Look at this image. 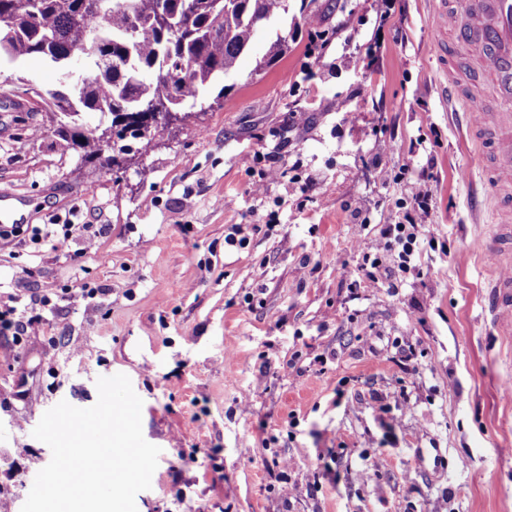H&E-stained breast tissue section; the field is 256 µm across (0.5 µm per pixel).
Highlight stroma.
Instances as JSON below:
<instances>
[{"instance_id": "35a3bbf8", "label": "stroma", "mask_w": 512, "mask_h": 512, "mask_svg": "<svg viewBox=\"0 0 512 512\" xmlns=\"http://www.w3.org/2000/svg\"><path fill=\"white\" fill-rule=\"evenodd\" d=\"M431 0H288L226 74L223 107L104 171L61 154L0 66V188L31 223L95 224V249L0 240V290L48 300L22 348L0 337V512L51 460L33 430L127 375L161 449L138 512H512V335L471 118L438 90ZM286 55L257 71L280 35ZM431 209L398 288L351 271L415 185ZM241 229L244 246L226 238ZM447 471L434 467L435 454ZM510 232H503L496 226L494 236L486 243L485 248L494 258L500 274L491 281L492 293L489 300L494 308L497 323L503 332L512 329V262L510 258L501 256L499 245L509 243Z\"/></svg>"}]
</instances>
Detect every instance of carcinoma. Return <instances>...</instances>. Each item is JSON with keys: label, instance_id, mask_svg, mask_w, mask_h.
Masks as SVG:
<instances>
[{"label": "carcinoma", "instance_id": "carcinoma-1", "mask_svg": "<svg viewBox=\"0 0 512 512\" xmlns=\"http://www.w3.org/2000/svg\"><path fill=\"white\" fill-rule=\"evenodd\" d=\"M156 0H104L102 13L85 9V0H0V63L19 57L43 59L62 70L61 88L41 92L36 112L53 116L62 153L73 150L84 162L102 163L92 128L80 121L86 111L108 118L123 107L166 98L181 112L205 103L209 89L232 71L248 50L257 25L287 11L286 0H163L176 32L153 19ZM288 50L278 37L255 71L260 72ZM81 54L88 66L68 69Z\"/></svg>", "mask_w": 512, "mask_h": 512}]
</instances>
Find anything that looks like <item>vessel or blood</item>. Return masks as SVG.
Listing matches in <instances>:
<instances>
[{
    "instance_id": "obj_1",
    "label": "vessel or blood",
    "mask_w": 512,
    "mask_h": 512,
    "mask_svg": "<svg viewBox=\"0 0 512 512\" xmlns=\"http://www.w3.org/2000/svg\"><path fill=\"white\" fill-rule=\"evenodd\" d=\"M433 36H452L455 47L464 50L461 66L443 67L448 86L461 90L466 73L475 72L474 94L490 99L494 109L479 113L473 125L488 135V149L477 152V162L488 170L496 186V208L512 207V0H465L454 10L451 0H434ZM19 194L0 189V220L24 224L28 216ZM512 234L496 231L485 248L500 269L492 280L489 300L502 331L512 330V259L503 256L501 246Z\"/></svg>"
}]
</instances>
